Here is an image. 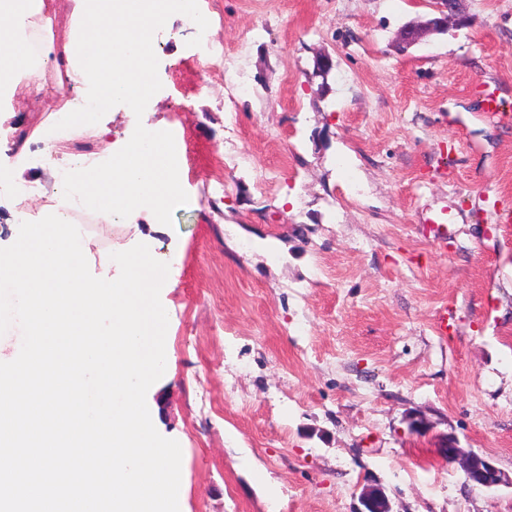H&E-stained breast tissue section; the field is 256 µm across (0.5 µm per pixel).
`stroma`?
<instances>
[{
    "mask_svg": "<svg viewBox=\"0 0 512 512\" xmlns=\"http://www.w3.org/2000/svg\"><path fill=\"white\" fill-rule=\"evenodd\" d=\"M155 41L154 91L70 140L54 174L142 126L177 128L195 207L88 235L92 274L143 243L179 252L160 293L169 363L147 393L182 451L181 512H512L468 486L446 437L512 473V0H465L468 25L399 51L428 0H196ZM330 54L328 77L314 60ZM238 57L245 89L222 73ZM58 88L0 103V133L40 139ZM495 94L510 114L485 116ZM454 216L446 233L428 224ZM453 331L436 332L441 308ZM423 421L425 435L411 431ZM363 509L358 512H392L385 492L373 485H363L359 494Z\"/></svg>",
    "mask_w": 512,
    "mask_h": 512,
    "instance_id": "stroma-1",
    "label": "stroma"
}]
</instances>
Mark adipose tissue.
I'll return each instance as SVG.
<instances>
[{"label": "adipose tissue", "mask_w": 512, "mask_h": 512, "mask_svg": "<svg viewBox=\"0 0 512 512\" xmlns=\"http://www.w3.org/2000/svg\"><path fill=\"white\" fill-rule=\"evenodd\" d=\"M175 10L191 15L195 23L206 22L192 0H78L76 29L56 60L57 70L65 73L76 98L83 102L81 114L62 116L73 131L82 129V114H94L114 101L135 109L151 94L155 34ZM98 27L109 31L108 43L123 62L115 71H108L103 62L94 68L82 63L93 40L92 31ZM180 180L179 170L162 155L158 130L145 127L125 144L111 172L86 177L77 186L64 180L57 187L64 206L77 195L108 215L125 217L147 211L158 219L168 207L165 192L173 191Z\"/></svg>", "instance_id": "adipose-tissue-1"}]
</instances>
